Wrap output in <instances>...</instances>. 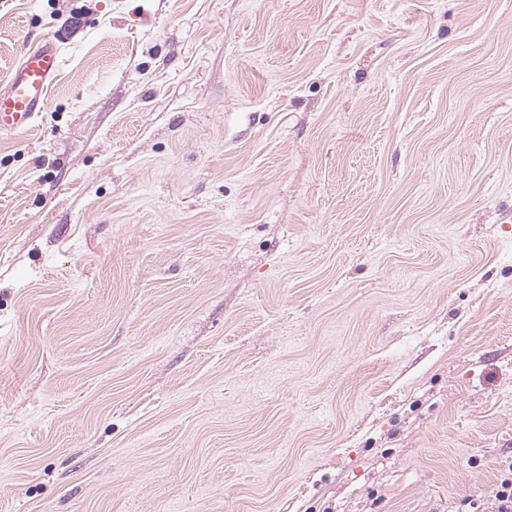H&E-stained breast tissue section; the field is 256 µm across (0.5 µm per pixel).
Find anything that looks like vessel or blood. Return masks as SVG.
<instances>
[{
    "instance_id": "obj_1",
    "label": "vessel or blood",
    "mask_w": 512,
    "mask_h": 512,
    "mask_svg": "<svg viewBox=\"0 0 512 512\" xmlns=\"http://www.w3.org/2000/svg\"><path fill=\"white\" fill-rule=\"evenodd\" d=\"M63 65L56 42L48 41L25 53L0 88V134L21 135L44 112L51 86Z\"/></svg>"
}]
</instances>
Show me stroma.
I'll return each mask as SVG.
<instances>
[{
  "label": "stroma",
  "mask_w": 512,
  "mask_h": 512,
  "mask_svg": "<svg viewBox=\"0 0 512 512\" xmlns=\"http://www.w3.org/2000/svg\"><path fill=\"white\" fill-rule=\"evenodd\" d=\"M0 512H493L512 0H0ZM63 65L55 41L24 54L0 89V134L22 135L46 110L49 92Z\"/></svg>",
  "instance_id": "obj_1"
}]
</instances>
